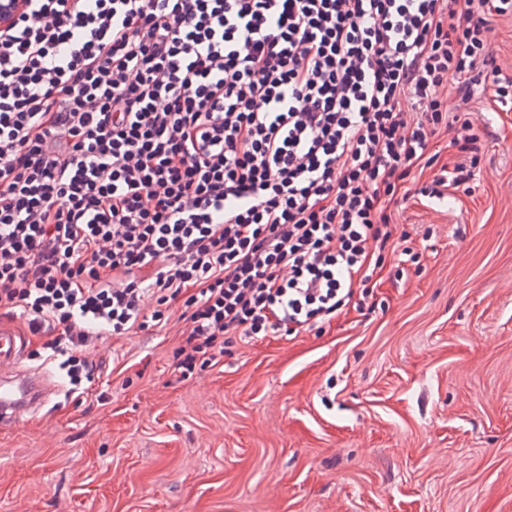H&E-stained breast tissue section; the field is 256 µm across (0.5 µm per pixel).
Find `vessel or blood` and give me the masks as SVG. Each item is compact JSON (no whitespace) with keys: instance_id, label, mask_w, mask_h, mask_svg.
Segmentation results:
<instances>
[{"instance_id":"obj_1","label":"vessel or blood","mask_w":512,"mask_h":512,"mask_svg":"<svg viewBox=\"0 0 512 512\" xmlns=\"http://www.w3.org/2000/svg\"><path fill=\"white\" fill-rule=\"evenodd\" d=\"M26 357L23 336L11 320L0 318V430L35 414L51 382L47 374L22 370Z\"/></svg>"}]
</instances>
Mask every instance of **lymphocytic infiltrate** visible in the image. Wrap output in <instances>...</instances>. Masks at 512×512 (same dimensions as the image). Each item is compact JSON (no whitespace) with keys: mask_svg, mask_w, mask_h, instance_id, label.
I'll use <instances>...</instances> for the list:
<instances>
[{"mask_svg":"<svg viewBox=\"0 0 512 512\" xmlns=\"http://www.w3.org/2000/svg\"><path fill=\"white\" fill-rule=\"evenodd\" d=\"M28 3L0 34V310L76 389L93 341L174 301L184 379L366 306L434 136L461 160L421 194L474 179L482 137L442 90L512 94L485 17L512 0Z\"/></svg>","mask_w":512,"mask_h":512,"instance_id":"lymphocytic-infiltrate-1","label":"lymphocytic infiltrate"}]
</instances>
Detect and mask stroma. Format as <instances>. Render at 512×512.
<instances>
[{
    "mask_svg": "<svg viewBox=\"0 0 512 512\" xmlns=\"http://www.w3.org/2000/svg\"><path fill=\"white\" fill-rule=\"evenodd\" d=\"M486 134L472 190L390 205L375 305L228 348L181 380L184 326L103 337L86 392L0 432V512H512V98L449 96Z\"/></svg>",
    "mask_w": 512,
    "mask_h": 512,
    "instance_id": "stroma-1",
    "label": "stroma"
}]
</instances>
